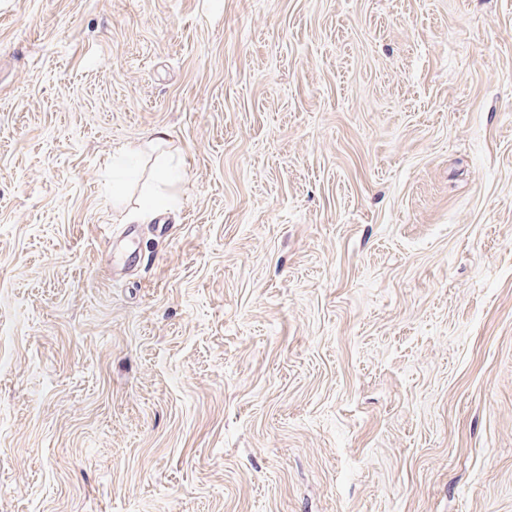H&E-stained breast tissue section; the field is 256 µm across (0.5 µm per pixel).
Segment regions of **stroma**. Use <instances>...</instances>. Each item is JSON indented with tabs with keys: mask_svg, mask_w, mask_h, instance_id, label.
Segmentation results:
<instances>
[{
	"mask_svg": "<svg viewBox=\"0 0 512 512\" xmlns=\"http://www.w3.org/2000/svg\"><path fill=\"white\" fill-rule=\"evenodd\" d=\"M0 512H512V0H0Z\"/></svg>",
	"mask_w": 512,
	"mask_h": 512,
	"instance_id": "35a3bbf8",
	"label": "stroma"
}]
</instances>
